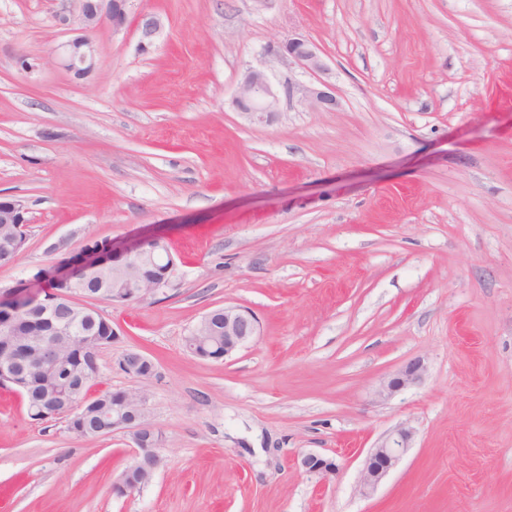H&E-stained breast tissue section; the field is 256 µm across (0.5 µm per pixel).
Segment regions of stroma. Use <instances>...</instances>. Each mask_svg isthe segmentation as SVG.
Segmentation results:
<instances>
[{
	"mask_svg": "<svg viewBox=\"0 0 512 512\" xmlns=\"http://www.w3.org/2000/svg\"><path fill=\"white\" fill-rule=\"evenodd\" d=\"M74 0H0V197L28 208L0 288L88 240L160 237L180 285L97 302L121 338L92 394L141 383L163 465L125 497L122 431L74 438L0 386V512H512V0H130L90 31L95 68L56 59ZM162 26L141 50L134 20ZM304 35L333 112L282 99L269 123L233 104L249 68L316 79L276 53ZM32 70H20L18 56ZM251 309L255 340L190 356L188 327ZM424 381L382 400L407 361ZM411 448L371 496L368 451ZM334 458L329 480L302 454ZM414 439V431L404 425L396 427L371 448L361 470L359 491L370 496L383 479L396 468Z\"/></svg>",
	"mask_w": 512,
	"mask_h": 512,
	"instance_id": "35a3bbf8",
	"label": "stroma"
}]
</instances>
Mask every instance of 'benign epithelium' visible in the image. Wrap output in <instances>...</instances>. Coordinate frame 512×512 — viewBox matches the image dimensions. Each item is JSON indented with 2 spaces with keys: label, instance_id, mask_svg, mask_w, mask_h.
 Wrapping results in <instances>:
<instances>
[{
  "label": "benign epithelium",
  "instance_id": "1",
  "mask_svg": "<svg viewBox=\"0 0 512 512\" xmlns=\"http://www.w3.org/2000/svg\"><path fill=\"white\" fill-rule=\"evenodd\" d=\"M79 4L75 22L87 30L96 27L104 20H109L112 27L119 29L127 22V0H75ZM137 30L140 45L145 48L152 43L161 28V19L153 13H142L137 17ZM280 57L313 73L327 70V65L317 51L316 45L302 35H296L281 45ZM95 50L86 37H77L62 46L58 64L77 76L89 74L94 68ZM286 96L298 98L310 108L330 112L336 108L338 101L334 88L321 82L317 85H290L282 91ZM269 81L261 69L248 70L238 84L233 104L244 115L259 122L278 110L280 93ZM27 207L21 198L0 197V223L15 224L17 229L25 230L28 220ZM146 258L156 259V271L149 280H143L142 261ZM112 267L117 278L112 288V304L124 305L134 301H146L159 295L168 294L172 283L177 279L175 259L167 243L161 238L142 239L121 251H112ZM46 283L41 288H31L26 294L39 304V318L32 330L42 331L49 328L58 336H70L85 347L92 340L82 336L81 323L87 319L102 325L106 335L117 341L119 333L113 328L112 320L91 305V299L84 297L47 296ZM23 299V294L16 288L0 290V337L4 339V349L22 352L27 346L25 341H16L19 323L16 309L10 303ZM260 333V325L254 313L237 305L224 306V357L231 356L237 350L251 343ZM146 363L148 373H156L155 363L138 352H128L119 361L121 369L128 375L140 379L142 375L134 373L129 361ZM57 367L45 364L41 371H32L25 367L6 364L0 367V384L16 385L25 391H31L40 385V373L55 371ZM427 367L420 358L413 359L393 374L384 378L377 390V396L387 399L394 394L421 384ZM148 394L138 388L122 389L113 393L112 428L127 433L135 447L132 460L133 470L144 467L149 474H154L163 464L159 453L160 443L152 439L155 428L145 419V407ZM42 418H63L71 423L76 416L73 407L58 408L42 406L39 409ZM414 431L404 425L396 427L371 448L361 470L359 491L363 496L371 495L383 479L400 463L407 449L411 447ZM300 466L305 472L326 480L336 471V462L316 453H306L300 459ZM142 488V483L126 475H121L112 490L119 496L131 495Z\"/></svg>",
  "mask_w": 512,
  "mask_h": 512
}]
</instances>
